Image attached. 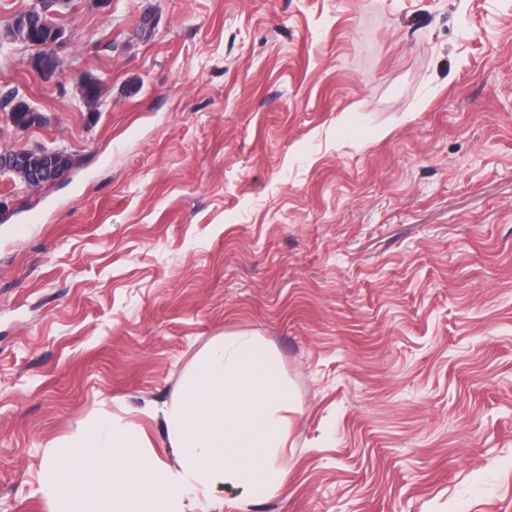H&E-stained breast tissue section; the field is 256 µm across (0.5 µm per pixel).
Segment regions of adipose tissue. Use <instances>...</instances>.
Here are the masks:
<instances>
[{
    "instance_id": "obj_1",
    "label": "adipose tissue",
    "mask_w": 512,
    "mask_h": 512,
    "mask_svg": "<svg viewBox=\"0 0 512 512\" xmlns=\"http://www.w3.org/2000/svg\"><path fill=\"white\" fill-rule=\"evenodd\" d=\"M291 408L264 346L246 336L221 339L164 411L167 437L182 451L178 466L164 463L138 427L94 423L48 446L52 512H187L194 503L215 506L227 485L254 498L274 495L287 473Z\"/></svg>"
}]
</instances>
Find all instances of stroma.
Returning <instances> with one entry per match:
<instances>
[{"instance_id": "1", "label": "stroma", "mask_w": 512, "mask_h": 512, "mask_svg": "<svg viewBox=\"0 0 512 512\" xmlns=\"http://www.w3.org/2000/svg\"><path fill=\"white\" fill-rule=\"evenodd\" d=\"M33 2L0 97L47 122L0 108V150L73 165L0 175V512H51L47 445L97 421L176 465L229 336L292 409L283 490L220 512H512V0H73L49 78ZM18 90L10 91L5 103L12 104L10 117L12 123L18 128H28L42 123L43 116L40 112L32 109L22 98H17Z\"/></svg>"}]
</instances>
